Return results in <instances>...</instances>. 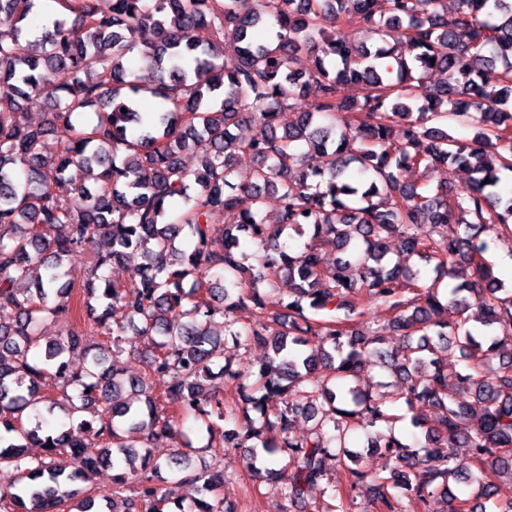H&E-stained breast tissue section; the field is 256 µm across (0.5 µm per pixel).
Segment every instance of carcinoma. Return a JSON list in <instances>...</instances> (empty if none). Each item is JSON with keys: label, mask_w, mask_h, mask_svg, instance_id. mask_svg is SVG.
I'll use <instances>...</instances> for the list:
<instances>
[{"label": "carcinoma", "mask_w": 512, "mask_h": 512, "mask_svg": "<svg viewBox=\"0 0 512 512\" xmlns=\"http://www.w3.org/2000/svg\"><path fill=\"white\" fill-rule=\"evenodd\" d=\"M67 15L27 39L22 22L35 0H0V464L17 479L0 489L4 512H235L218 490L224 469L187 471L193 449L181 423L206 431V447L244 448L246 467L285 480L287 499L328 497L318 512H345L362 490L375 512H402L400 498L448 501L446 512H512V289L492 276L483 232L512 234V196L497 191L512 172V0H61ZM342 23L374 29L393 43L373 49L336 38ZM153 27L156 41L138 33ZM212 31L202 45L199 27ZM256 29L268 30L258 41ZM232 47L231 56L224 48ZM153 59L151 80L130 78L125 61ZM310 54L308 73L290 67ZM502 66L501 88L488 89L485 69ZM112 71L114 87L96 79ZM438 72L453 78L425 85ZM314 84L313 110L294 100ZM363 102L341 97L348 85ZM159 100L142 108L139 93ZM44 111L60 150H43L45 129L26 111ZM126 112H121V109ZM451 118L474 129L460 141L441 127ZM250 122L257 132L241 139ZM201 152L199 168L181 153ZM323 159L320 167L306 163ZM250 180L235 181L240 159ZM96 175L90 190L81 176ZM452 167L472 174V192H428L399 179ZM69 181L78 199L53 185ZM274 223L262 216L268 196ZM224 214V236L210 217ZM429 224L433 234L416 231ZM310 231L303 250L288 231ZM258 245L256 264L240 236ZM95 246L93 274L80 288V321L107 331L106 344L74 325V289L64 262ZM339 253L322 264V250ZM130 250L146 258L139 279L116 283L101 270ZM434 263L420 281L409 267ZM286 272L292 288L284 314L268 310L260 285ZM447 290H441L443 280ZM476 308L477 316L468 314ZM252 320L236 328L234 312ZM380 311L403 337L387 353L364 339L359 318ZM61 322L42 359L40 319ZM146 337L149 378L125 377L118 344L126 327ZM220 336L264 344L271 356L253 369L222 361ZM96 350L76 368L65 354ZM468 358L455 373L439 353ZM377 363L405 383L411 408L440 411L438 426L413 448L395 433L398 418L382 397L360 387ZM237 385L235 428L224 429L217 376ZM161 383L153 388L152 381ZM469 383L472 400L457 398ZM60 408L77 424L61 431L30 425L39 408ZM315 421L299 441L289 429ZM385 426L369 444L394 459L385 474L361 467L346 446L348 431ZM181 439L163 464L147 442ZM96 440L102 450L87 456ZM43 456L32 458L28 449ZM471 450L478 471L448 449ZM347 471L344 486L328 477L327 457ZM185 473L195 488L189 506L158 485L161 469ZM471 486L457 494L452 482Z\"/></svg>", "instance_id": "obj_1"}]
</instances>
